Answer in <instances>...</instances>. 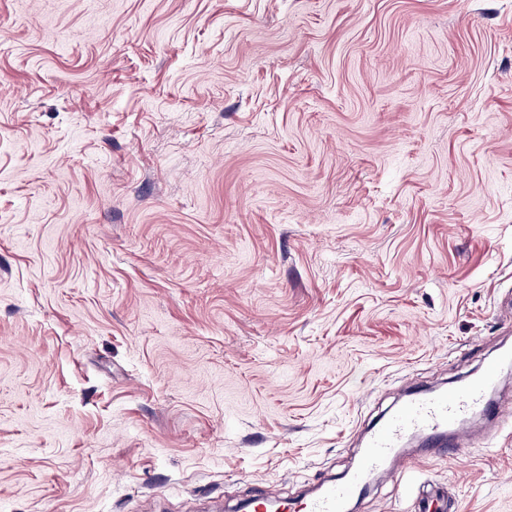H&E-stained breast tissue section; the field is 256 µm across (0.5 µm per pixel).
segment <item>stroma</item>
Instances as JSON below:
<instances>
[{
    "mask_svg": "<svg viewBox=\"0 0 512 512\" xmlns=\"http://www.w3.org/2000/svg\"><path fill=\"white\" fill-rule=\"evenodd\" d=\"M512 0H0V504L239 512L512 349ZM512 512V429L356 512Z\"/></svg>",
    "mask_w": 512,
    "mask_h": 512,
    "instance_id": "obj_1",
    "label": "stroma"
}]
</instances>
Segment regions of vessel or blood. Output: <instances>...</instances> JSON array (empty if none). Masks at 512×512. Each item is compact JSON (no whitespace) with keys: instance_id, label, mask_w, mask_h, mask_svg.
<instances>
[{"instance_id":"obj_1","label":"vessel or blood","mask_w":512,"mask_h":512,"mask_svg":"<svg viewBox=\"0 0 512 512\" xmlns=\"http://www.w3.org/2000/svg\"><path fill=\"white\" fill-rule=\"evenodd\" d=\"M511 362L512 353L503 352L486 364L479 377L463 386L411 396L398 411L371 429L360 466L346 480L323 483L317 494L296 502L281 500L273 490H264L253 499L251 512H267L273 503L279 504L282 512H345L348 501L363 491L370 475L394 460L402 440L413 434L435 439L432 455L463 454L469 446L471 412H489L498 423L512 424V410L490 407L486 398L501 367Z\"/></svg>"}]
</instances>
